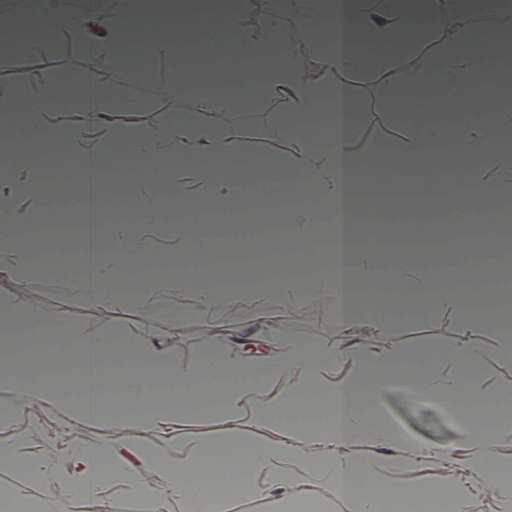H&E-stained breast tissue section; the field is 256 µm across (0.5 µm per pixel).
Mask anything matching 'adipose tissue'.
I'll return each instance as SVG.
<instances>
[{
  "mask_svg": "<svg viewBox=\"0 0 512 512\" xmlns=\"http://www.w3.org/2000/svg\"><path fill=\"white\" fill-rule=\"evenodd\" d=\"M254 7V0H129L112 14L80 16L62 0H34L30 9L0 19L12 32L36 24L63 33L141 80L161 56L193 65L226 54L248 60L254 65L252 89L276 93L289 104L284 148L258 164L223 170L214 160L236 157L239 144L222 127L190 118L148 124L135 99L105 117L108 109L92 71L71 90L24 93L28 58L17 56L14 81L0 85V154L7 160L0 168V268L23 274L41 269L48 256H70L66 239L20 234L38 215V199L63 188L34 157L45 145L62 143L67 170L82 182L97 181L101 165L87 131L111 123L115 142L132 144L140 160L139 221L79 243L90 263L80 271L76 291L94 305L136 306L141 319L122 340L76 328L59 338L47 334L49 319L37 304L0 292V328L9 333L0 345V392L13 395L32 435L49 416L73 427L111 416L136 433L150 432L157 442L143 444L135 433L121 444L72 449L62 464L1 447L0 465L32 472L51 487L66 486L100 512H111L116 491L150 512H167L172 504L189 512H224L228 501L242 496L296 505L326 488L354 499L357 512H376L383 494L451 498L464 506L472 494L464 485L378 481L383 473L414 470L447 454L423 447L399 452L408 438L380 413L383 399L401 392L442 404L453 394L468 397L471 408L457 420L465 442L455 461L482 472L484 491L512 494L503 481L512 471V456L493 448L496 432L512 429V417L481 389L462 382L479 351L463 347L446 362L431 350L407 355L377 341L394 320L450 311L460 332L482 328L497 336L502 356L512 357V329L494 315L512 290L499 287L498 265L481 261L498 252L501 236L486 233L481 224H358L349 210L358 188L382 175L388 190L419 206L435 204L438 181L451 170L460 176L457 205L464 211H483L489 199L504 195L512 187V146L503 139L512 129V109L481 98L444 101L440 95L489 84L505 90L512 77L482 52V38L465 22L447 55L414 65L413 50L439 20V0H382L378 6L373 0H309L296 23L319 48L309 74L301 71L292 44L280 37L278 16L255 13ZM147 13L198 14L205 22L179 30L139 28ZM363 43L378 46V53L363 54ZM369 69L382 70L396 88V108L411 130L403 142L378 141L359 151L353 147L356 104L333 78ZM415 172L420 181H411ZM190 185L202 189L208 210L228 216L245 209L250 187L267 200L307 196L308 208L280 212L284 232L268 244L281 260L275 273L250 276L244 288L218 284L215 248L236 251L238 225L160 224L161 211L182 206ZM327 210L335 211L336 221L324 226L320 214ZM162 236L180 243L183 268L160 274L142 269L144 256ZM392 237L405 238V246L385 249ZM459 252L474 255V262L457 265L451 281L438 278L449 256ZM298 264L307 276H297ZM265 293L276 296L278 307L256 310L258 336L244 339L237 355L214 343L190 369L155 337L159 299L190 296L204 319L221 321ZM325 300L350 344L324 352L294 340L266 343L288 313ZM284 378L288 386L270 392ZM322 404L333 415L327 427L304 418L307 408ZM204 411L223 418V444L199 454L182 452L185 422ZM244 420L250 424L245 437L238 432ZM357 441L384 451L362 458L334 451ZM219 467L226 474L221 483L210 478Z\"/></svg>",
  "mask_w": 512,
  "mask_h": 512,
  "instance_id": "ef3b65f1",
  "label": "adipose tissue"
}]
</instances>
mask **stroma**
<instances>
[{
  "label": "stroma",
  "instance_id": "stroma-1",
  "mask_svg": "<svg viewBox=\"0 0 512 512\" xmlns=\"http://www.w3.org/2000/svg\"><path fill=\"white\" fill-rule=\"evenodd\" d=\"M36 44V62L26 84L25 93L41 92L46 84L76 85L85 71V54L81 47L64 35L41 36L27 30L14 41L16 49ZM337 82L348 88L360 114V133L357 148L389 140L402 142L408 133L403 118L393 105L395 92L383 72L370 70L357 74H340ZM100 90L108 101L125 98L143 101L141 118L147 123H160L184 115L197 121L219 125L239 140L243 158L253 161L264 155L269 145H281L283 140L282 116L288 110L286 101L272 96L248 99L239 111L228 113L223 106L201 109L204 93L200 75L180 68L175 59L157 58L149 81L141 82L110 72L98 78ZM51 274L40 272L14 275L0 271V291H8L20 299L39 304L51 317L56 332L76 326L91 334H109L125 337L139 317L136 307H99L85 303L75 290L76 270L64 259H51ZM177 304L182 311L176 327L166 320L154 325L158 336L164 338L174 353L189 366L196 365L205 346L225 336L224 325L204 320L192 309L190 296H182ZM280 337L292 338L321 350H335L346 344L341 336L329 304L302 305L277 324ZM381 345L405 352L434 350L442 357L453 355L459 348L471 346L483 353L477 367L469 374V381L484 388L488 396L512 394V358L498 355L497 338L475 329L469 335H459L457 320L449 312H430L414 316L403 323L392 325ZM14 398L0 393V409L14 410L9 427H0V446H14L20 452H36L52 459L63 458L69 448L90 446L103 441H124L129 429L119 421L105 417L81 427L49 418L40 434L31 440H21L27 418L16 412ZM384 411L412 438L415 445L428 448H453L463 439L457 424L447 410L431 403H418L402 394L385 398ZM392 480L399 485L421 482L433 484L463 483L476 489L468 512H512V502L482 493L483 475L474 469H463L455 461L427 465L413 471H401ZM20 487L25 498L35 503L39 512H88L87 506L67 488H48L35 476L13 468L0 467V486Z\"/></svg>",
  "mask_w": 512,
  "mask_h": 512
}]
</instances>
